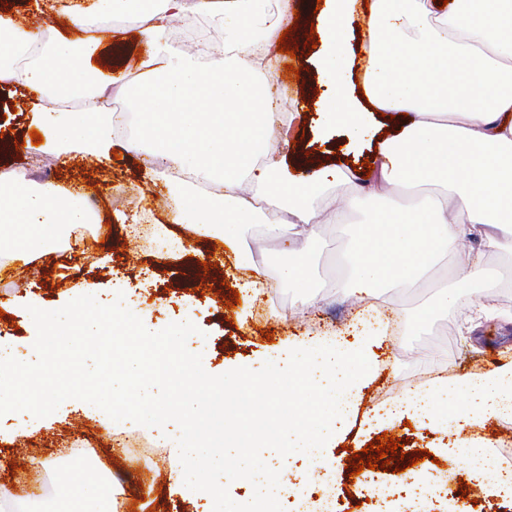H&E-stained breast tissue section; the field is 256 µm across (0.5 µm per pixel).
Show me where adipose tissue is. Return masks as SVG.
I'll return each mask as SVG.
<instances>
[{
    "label": "adipose tissue",
    "instance_id": "1",
    "mask_svg": "<svg viewBox=\"0 0 512 512\" xmlns=\"http://www.w3.org/2000/svg\"><path fill=\"white\" fill-rule=\"evenodd\" d=\"M355 7L356 0H328L320 17L330 90L319 116L360 142H377L380 164L364 180L335 165L290 175L272 144L283 120L268 79L276 68L268 49L292 21L288 0H228L219 13L210 0H92L66 12L76 38L52 43L42 27L1 13L0 85L35 94L30 117L43 137L39 152L65 163L78 148L108 167L119 148L143 158L146 179L183 173L167 223L144 226V233L165 237L174 224H208L235 244L244 227H254L287 243L276 281L305 290L314 309L325 301L308 283L319 223H346L351 210L381 198L384 206L351 235L348 272L336 282L357 300L358 319L375 320L374 335L396 324L385 314L389 289L414 285L446 260L454 263V282L441 284L435 309H447L453 288H467L477 318L512 324V313L497 304L508 282L487 265L488 256L512 255V0H370L361 27L364 104L346 88ZM212 13L224 22L222 45L204 37L189 54L165 40L175 21ZM126 17L150 46L138 62L142 81L122 86L139 107L131 137L126 113L104 108L110 83L91 66L112 41L100 23ZM241 103L249 111H238ZM373 110L398 118L392 135L379 137ZM395 185L440 191L413 202L384 196V187ZM94 221L74 195L0 168V273L49 259L60 244L81 240ZM467 238L474 247H464ZM511 415L512 363L454 381L434 378L386 413L431 429ZM67 483L69 512H117L111 477L93 473L84 456L71 455Z\"/></svg>",
    "mask_w": 512,
    "mask_h": 512
}]
</instances>
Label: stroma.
Segmentation results:
<instances>
[{"label":"stroma","instance_id":"obj_1","mask_svg":"<svg viewBox=\"0 0 512 512\" xmlns=\"http://www.w3.org/2000/svg\"><path fill=\"white\" fill-rule=\"evenodd\" d=\"M316 5L317 0H291L299 18L286 36L287 53L276 56L271 82L281 111L292 117L288 143L281 153L292 163L332 161L353 169L365 163L377 166L376 147L353 143L347 130L327 131L318 123L319 101L326 90L320 69L322 51L305 39L311 25L319 21ZM133 26L129 18L116 21L126 49L118 57L94 59L101 74L119 71L124 80L139 79L137 50L142 43ZM295 55L300 63L294 75L286 72L285 66ZM70 163V168L63 170L53 157H44L47 183L83 192L84 202L101 214L104 225L88 230L77 246L53 255L42 267L31 270L21 265L11 276L0 278V308L5 311L0 328L11 330L13 341L29 340L34 333L28 306L61 308L68 300L69 283L82 279L109 291L112 273L117 270L135 288L136 302L157 328L191 317L205 335L200 351L203 366L211 373L222 374L242 364L261 366L274 359L277 345L306 336H333L341 331L347 342H354L347 328L355 315V303L336 288V261L349 234L368 221V214H353L343 226L322 225L311 249L313 285L329 298L319 311L301 315L303 293L289 286L260 287L241 294L236 308L231 309L225 299L236 283L227 279L226 272L239 267V257L225 249L208 227L192 234L173 225L170 241L177 247L165 256L160 249L166 241L126 235L131 223L166 222L170 204L166 181L143 179L138 162L130 157L103 171L91 156L77 150ZM200 252L210 254L213 268L193 269L192 259ZM450 277V265L440 264L427 273V287L390 289V305L414 314L435 298L436 283ZM454 295L458 302L451 311L437 313L411 334L389 335L369 348L377 370L362 386L344 430L322 451L335 468L336 497L350 512H377L381 502L377 495L353 507L355 486L349 480L346 460L349 452H360L384 432L408 440L411 448L429 451V458L413 468L418 475L432 474L439 484L426 512H448L449 502L461 491L473 489L478 492L474 512H512V496L495 493L491 482L480 481L470 466L451 452L452 432L414 431L399 422L379 425L373 420L377 408L389 405L407 390L424 386L435 372L459 378L512 361V325L484 321L474 335H465L462 323L470 312L471 296L461 288L455 289ZM266 332L273 334V342L263 340ZM90 409L83 401H65L53 422L30 429L25 436L0 441V460L18 466L15 474H0V490L34 508L52 502L60 512L69 499L66 484L59 481L63 463L73 443L83 438L92 449L89 460L94 472L109 470L125 476L121 497L125 512H195L194 505L176 493L168 480L166 450L141 456L114 447L110 438L98 431Z\"/></svg>","mask_w":512,"mask_h":512}]
</instances>
